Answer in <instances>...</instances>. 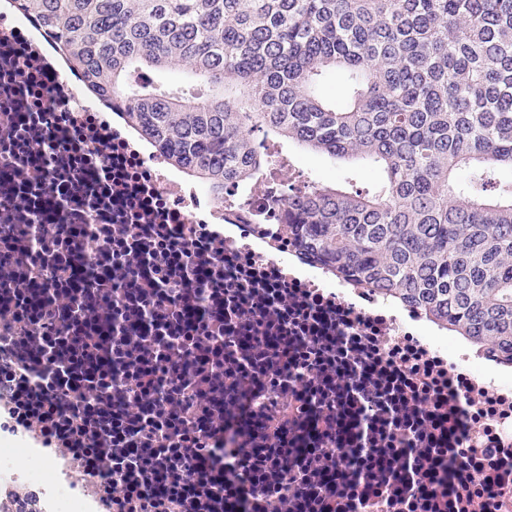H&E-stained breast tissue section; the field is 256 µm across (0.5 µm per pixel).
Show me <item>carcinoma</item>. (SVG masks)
Returning a JSON list of instances; mask_svg holds the SVG:
<instances>
[{"mask_svg": "<svg viewBox=\"0 0 512 512\" xmlns=\"http://www.w3.org/2000/svg\"><path fill=\"white\" fill-rule=\"evenodd\" d=\"M70 71L216 194L271 165L251 133L379 169L368 193L288 192V234L512 364V0H18ZM184 73L210 94L133 86ZM347 74L336 104L318 92Z\"/></svg>", "mask_w": 512, "mask_h": 512, "instance_id": "cac0c4a2", "label": "carcinoma"}]
</instances>
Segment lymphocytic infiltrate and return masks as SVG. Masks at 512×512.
I'll use <instances>...</instances> for the list:
<instances>
[{
	"label": "lymphocytic infiltrate",
	"mask_w": 512,
	"mask_h": 512,
	"mask_svg": "<svg viewBox=\"0 0 512 512\" xmlns=\"http://www.w3.org/2000/svg\"><path fill=\"white\" fill-rule=\"evenodd\" d=\"M119 290L95 288L86 306L68 288L0 291L13 323L0 336L7 425L74 448L88 467L109 464L112 512H214L224 418L206 398L224 391V342L177 297L170 313L190 335H113Z\"/></svg>",
	"instance_id": "1"
}]
</instances>
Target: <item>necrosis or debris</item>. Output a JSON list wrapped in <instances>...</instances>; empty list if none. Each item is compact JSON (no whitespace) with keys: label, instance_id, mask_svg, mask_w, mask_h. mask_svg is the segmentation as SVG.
<instances>
[{"label":"necrosis or debris","instance_id":"obj_1","mask_svg":"<svg viewBox=\"0 0 512 512\" xmlns=\"http://www.w3.org/2000/svg\"><path fill=\"white\" fill-rule=\"evenodd\" d=\"M283 197L186 179L0 0V261L121 280L113 335H187L178 292L223 338L227 512H512V369L299 257ZM104 484L0 431V512H106Z\"/></svg>","mask_w":512,"mask_h":512}]
</instances>
